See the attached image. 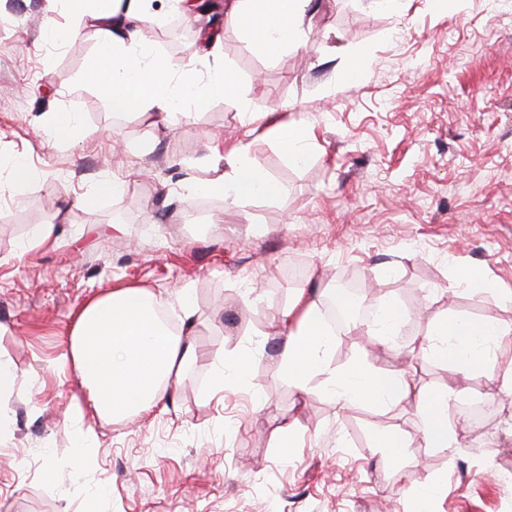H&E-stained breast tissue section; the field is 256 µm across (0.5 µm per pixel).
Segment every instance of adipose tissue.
<instances>
[{"label":"adipose tissue","mask_w":512,"mask_h":512,"mask_svg":"<svg viewBox=\"0 0 512 512\" xmlns=\"http://www.w3.org/2000/svg\"><path fill=\"white\" fill-rule=\"evenodd\" d=\"M310 0H227L225 22L243 29L265 54L275 55L300 36ZM73 11L95 12L100 21L99 59L89 79L114 111L134 105L165 118L176 103L196 105L236 93L231 77L199 82L185 74L171 81L164 62L144 46L139 24L140 0H69ZM204 192L223 197L232 207L262 194L278 195V185L238 145L228 176L204 183ZM159 299L142 288H118L90 298L77 312L69 340L68 361L80 378L92 411L105 419H127L158 407L169 385L193 362L195 350L187 328L171 332L160 320ZM288 331L280 367L289 387L304 394L314 376L328 374L329 391L339 402L371 403L385 408L415 403L422 419L421 438L433 448H451L456 436L448 426L452 391L417 385L405 371L380 372L356 361L327 371V354L335 338L324 325L318 304L298 289L288 306ZM512 335V322L495 318L473 320L451 314L430 322L415 347L449 369L472 371L512 395V375L500 374L496 351L502 337Z\"/></svg>","instance_id":"1"}]
</instances>
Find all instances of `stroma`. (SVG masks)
<instances>
[{
	"mask_svg": "<svg viewBox=\"0 0 512 512\" xmlns=\"http://www.w3.org/2000/svg\"><path fill=\"white\" fill-rule=\"evenodd\" d=\"M314 2L309 28L272 57L235 26L144 0L154 55L203 82L227 71L238 93L167 121L137 106L117 124L86 78L96 19L67 0H0V160L37 173L23 187L0 173V354L18 373L0 512H512L500 478L512 403L410 352L450 312L512 320L511 300L457 281L466 265L512 289V0ZM357 56L367 67L353 80ZM65 113L77 119L66 139L53 129ZM284 123L306 139L302 162L283 156ZM241 142L280 194L200 208L187 186L230 173ZM109 180L122 193L97 195ZM35 224L53 239L31 249ZM296 258L304 288L358 275L403 319L392 348L336 340L330 368H407L419 385L481 396L478 420L449 406L455 448L422 443L413 407L341 404L321 376L300 397L282 379L278 331L295 294L283 272ZM119 287L152 291L176 325L190 291L196 357L161 407L113 421L78 408L85 389L65 355L77 310ZM246 348L247 380L211 391L222 359ZM387 429L411 442L396 466L374 446ZM52 460L69 466L47 485ZM428 479L424 505L414 492Z\"/></svg>",
	"mask_w": 512,
	"mask_h": 512,
	"instance_id": "obj_1",
	"label": "stroma"
}]
</instances>
